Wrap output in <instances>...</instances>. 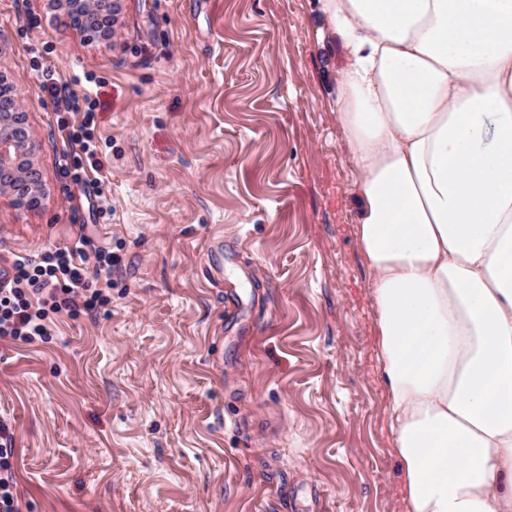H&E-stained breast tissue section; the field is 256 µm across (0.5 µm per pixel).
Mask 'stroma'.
<instances>
[{
  "label": "stroma",
  "instance_id": "stroma-1",
  "mask_svg": "<svg viewBox=\"0 0 512 512\" xmlns=\"http://www.w3.org/2000/svg\"><path fill=\"white\" fill-rule=\"evenodd\" d=\"M48 2L0 0V69L43 181L37 208L0 197V269L79 233L122 268L95 318L0 339L20 512H404L328 106L343 56L321 48L311 0H115L107 40L59 26ZM37 43L100 102L109 217L60 185Z\"/></svg>",
  "mask_w": 512,
  "mask_h": 512
}]
</instances>
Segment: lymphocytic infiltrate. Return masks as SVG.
I'll return each instance as SVG.
<instances>
[{"label":"lymphocytic infiltrate","mask_w":512,"mask_h":512,"mask_svg":"<svg viewBox=\"0 0 512 512\" xmlns=\"http://www.w3.org/2000/svg\"><path fill=\"white\" fill-rule=\"evenodd\" d=\"M36 77L61 113V176L90 187L88 208L93 216L111 213L112 179L98 150L95 100L77 94L52 66H38ZM87 245L81 236L63 248L45 247L13 257L10 273L0 276V338L24 344L43 341L51 334V316L74 320L110 303L121 257L106 247L87 252Z\"/></svg>","instance_id":"lymphocytic-infiltrate-1"}]
</instances>
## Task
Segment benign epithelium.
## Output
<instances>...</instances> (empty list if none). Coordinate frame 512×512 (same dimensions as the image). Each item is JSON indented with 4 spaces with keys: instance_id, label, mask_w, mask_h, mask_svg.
Here are the masks:
<instances>
[{
    "instance_id": "1",
    "label": "benign epithelium",
    "mask_w": 512,
    "mask_h": 512,
    "mask_svg": "<svg viewBox=\"0 0 512 512\" xmlns=\"http://www.w3.org/2000/svg\"><path fill=\"white\" fill-rule=\"evenodd\" d=\"M75 10L92 9L99 14L110 0H62ZM35 154V146L30 142L24 121V106L18 99L5 109H0V194L15 196V200L30 202L31 198L41 197L42 182L35 166L17 172L22 157Z\"/></svg>"
}]
</instances>
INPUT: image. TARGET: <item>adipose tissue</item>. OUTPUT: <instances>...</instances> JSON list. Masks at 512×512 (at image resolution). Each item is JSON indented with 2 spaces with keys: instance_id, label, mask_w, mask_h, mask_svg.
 <instances>
[{
  "instance_id": "adipose-tissue-1",
  "label": "adipose tissue",
  "mask_w": 512,
  "mask_h": 512,
  "mask_svg": "<svg viewBox=\"0 0 512 512\" xmlns=\"http://www.w3.org/2000/svg\"><path fill=\"white\" fill-rule=\"evenodd\" d=\"M405 512H512V0H315Z\"/></svg>"
}]
</instances>
